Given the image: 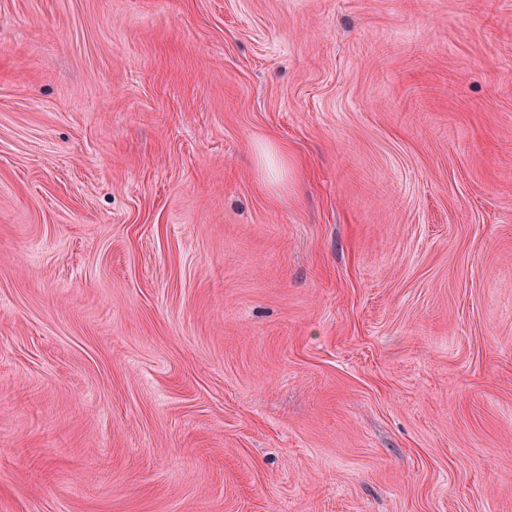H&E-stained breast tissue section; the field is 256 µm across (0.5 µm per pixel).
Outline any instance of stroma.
I'll return each mask as SVG.
<instances>
[{
	"instance_id": "obj_1",
	"label": "stroma",
	"mask_w": 512,
	"mask_h": 512,
	"mask_svg": "<svg viewBox=\"0 0 512 512\" xmlns=\"http://www.w3.org/2000/svg\"><path fill=\"white\" fill-rule=\"evenodd\" d=\"M0 512H512V0H0Z\"/></svg>"
}]
</instances>
